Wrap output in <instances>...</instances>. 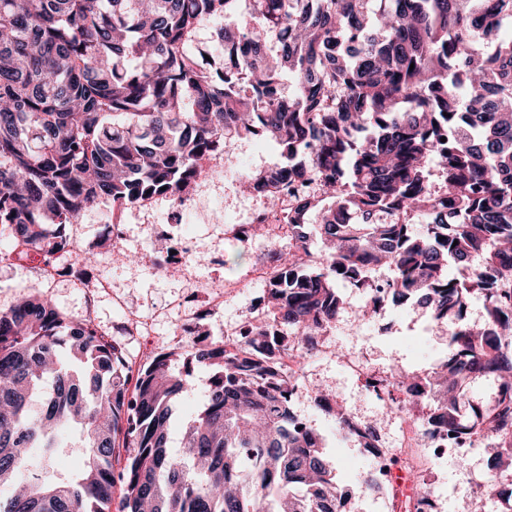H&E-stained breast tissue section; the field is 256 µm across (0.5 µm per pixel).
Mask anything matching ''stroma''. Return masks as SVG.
I'll return each mask as SVG.
<instances>
[{"mask_svg": "<svg viewBox=\"0 0 512 512\" xmlns=\"http://www.w3.org/2000/svg\"><path fill=\"white\" fill-rule=\"evenodd\" d=\"M281 161L275 143L251 136L230 139L223 155L207 162L212 175L193 198L200 213L195 220L177 213L175 201L165 196L152 199L149 207L132 205L117 212L108 202L94 205L70 227L73 248L57 258L56 276H44L31 261L0 264V310L27 295H47L63 314L90 318L100 332L119 338L135 369L160 349L223 339L265 308L266 288L253 277L255 266L269 261L264 235L241 242L226 229L264 210V198L246 190L244 182ZM113 222L122 224L121 237L103 241L107 224ZM187 236L197 238L203 261L183 267L170 263V246ZM100 277L108 288L89 290V283ZM202 281L223 294V304L214 305L199 290ZM340 292L345 306L319 336L316 353L305 358L303 383L291 410L322 435L347 491L343 512H385V496L363 487L362 477L374 472V458L356 439L338 433L333 418L316 405L317 388L335 392L338 405L354 419L377 425L387 444L398 446L405 436H413L417 471L437 476L430 487L434 512H470L473 490L486 475L485 452L474 450L462 461L438 455L418 437L417 427L388 414L386 403L347 367L354 361L369 373L432 371L448 353L449 325L436 323L423 309L392 305L359 321L355 312L364 306L365 295L346 286ZM188 370L190 390L177 405L170 429L176 453L183 428L201 410L209 387L207 368L192 364ZM81 458V448L69 439L51 462L32 452L31 465L44 480L56 481L71 477Z\"/></svg>", "mask_w": 512, "mask_h": 512, "instance_id": "obj_1", "label": "stroma"}]
</instances>
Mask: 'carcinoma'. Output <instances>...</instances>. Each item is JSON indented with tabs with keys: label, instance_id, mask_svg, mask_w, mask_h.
Masks as SVG:
<instances>
[{
	"label": "carcinoma",
	"instance_id": "cac0c4a2",
	"mask_svg": "<svg viewBox=\"0 0 512 512\" xmlns=\"http://www.w3.org/2000/svg\"><path fill=\"white\" fill-rule=\"evenodd\" d=\"M236 2L0 0L5 257L33 255L43 271L100 199H179L224 153L226 130L280 148L285 162L247 184L270 208L274 188L314 190L288 221L294 250L270 253L266 318L233 339L161 350L133 372L118 340L43 295L0 310V512H112L117 491L120 512H341L322 438L290 409L300 374L284 359L317 349L342 284L368 293L366 312L411 303L452 322L445 362L396 377L390 409L427 439L451 438L463 459L486 433L479 499L512 498L499 488L512 469V0H250L245 21L215 29V53L193 48L197 27ZM314 237L332 249L311 251ZM474 255L466 278L449 273ZM385 263L392 277L371 283ZM180 358L211 370L181 457L168 447L189 388ZM478 378L498 394L464 413ZM317 400L374 447L332 395ZM71 427L75 477L19 480L29 450L51 457Z\"/></svg>",
	"mask_w": 512,
	"mask_h": 512
}]
</instances>
